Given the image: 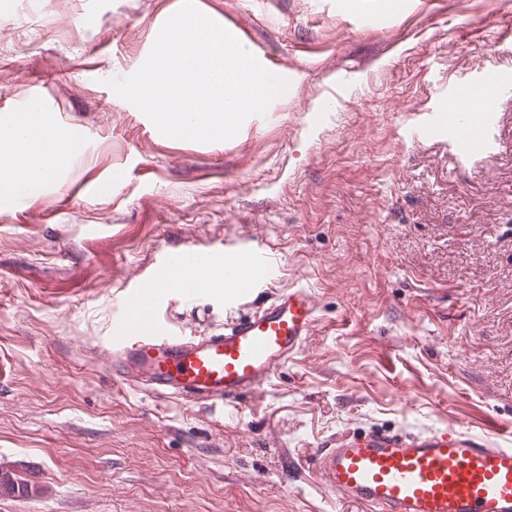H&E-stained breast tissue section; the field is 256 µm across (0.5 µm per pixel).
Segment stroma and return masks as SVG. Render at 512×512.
Returning a JSON list of instances; mask_svg holds the SVG:
<instances>
[{
    "instance_id": "1",
    "label": "stroma",
    "mask_w": 512,
    "mask_h": 512,
    "mask_svg": "<svg viewBox=\"0 0 512 512\" xmlns=\"http://www.w3.org/2000/svg\"><path fill=\"white\" fill-rule=\"evenodd\" d=\"M195 3L295 88L224 142L164 137L106 84L181 0H0V111L35 90L82 130L26 209L0 193V468L42 488L0 512H359L308 453L512 422V96L479 154L442 119L461 84L512 83V0ZM257 246L250 297L173 293L161 323L200 335L303 285L298 355L222 408L115 384L113 312L141 278Z\"/></svg>"
}]
</instances>
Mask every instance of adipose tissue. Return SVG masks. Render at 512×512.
Returning <instances> with one entry per match:
<instances>
[{
  "label": "adipose tissue",
  "mask_w": 512,
  "mask_h": 512,
  "mask_svg": "<svg viewBox=\"0 0 512 512\" xmlns=\"http://www.w3.org/2000/svg\"><path fill=\"white\" fill-rule=\"evenodd\" d=\"M0 147L13 158L10 171L0 173V191L5 193L52 180L71 165L76 150L68 132L49 125L40 112H13L0 118Z\"/></svg>",
  "instance_id": "adipose-tissue-1"
}]
</instances>
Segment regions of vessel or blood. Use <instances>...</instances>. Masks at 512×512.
<instances>
[{
    "label": "vessel or blood",
    "mask_w": 512,
    "mask_h": 512,
    "mask_svg": "<svg viewBox=\"0 0 512 512\" xmlns=\"http://www.w3.org/2000/svg\"><path fill=\"white\" fill-rule=\"evenodd\" d=\"M509 92L507 84L472 81L462 90L466 109L448 106V124L465 152L485 148L490 105ZM267 260L261 251L249 263L232 249L204 255L189 247L162 261L123 305L112 339V373L120 386L213 406L265 385L313 333L311 289L288 286L255 313L201 336L160 331L157 312L169 292L187 301L207 294L204 272L211 267L224 275L225 300L236 301L253 291ZM505 433L512 434V425L494 419L482 435L373 431L320 449L313 467L320 488L367 512H512V447L494 442Z\"/></svg>",
    "instance_id": "b4317fda"
}]
</instances>
